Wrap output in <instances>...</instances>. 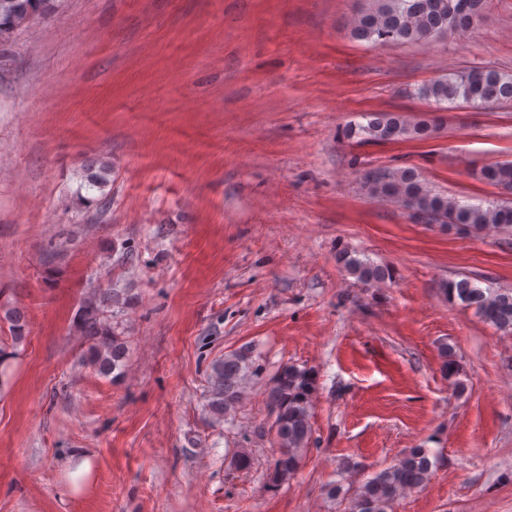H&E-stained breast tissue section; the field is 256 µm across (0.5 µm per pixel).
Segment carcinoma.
Masks as SVG:
<instances>
[{"instance_id":"carcinoma-1","label":"carcinoma","mask_w":512,"mask_h":512,"mask_svg":"<svg viewBox=\"0 0 512 512\" xmlns=\"http://www.w3.org/2000/svg\"><path fill=\"white\" fill-rule=\"evenodd\" d=\"M45 0H0V45L10 44L16 32L32 23L42 12ZM485 0H371L350 23L351 36L376 45L390 43H429L450 32L465 34L477 25ZM417 95L441 106L462 102L474 109L490 108L512 102V77L496 70L476 68L434 78L417 90ZM365 123L349 130V135L366 141L425 140L432 133L427 119L412 122L392 112H371ZM481 180L512 191V162L484 166ZM112 182V168L104 163L86 166L80 188L104 192ZM364 187L374 197L395 202L419 216H448V226L465 233H482L512 227V204L490 202L487 206L463 204L455 198L432 190L413 167L370 171L364 175ZM343 265L361 281H384L388 272L368 259L343 253ZM443 291L450 299H459L485 322L499 329H512V291L479 288L467 279L448 282ZM122 302L108 288L90 286L83 298L76 328L93 342L90 363L106 376L121 367L124 343L112 327L107 313ZM0 320L9 324L14 340L25 336L24 313L16 308L3 310ZM258 373L249 349L224 356L211 367L207 406L221 421L227 419L243 400L246 385ZM318 391V372L312 367L286 364L277 372L269 389V404L275 415L274 428L279 441V456L269 474L268 485L276 488L296 473L303 450L311 439V408ZM432 463L418 448L376 473L358 490L351 512H388L400 494L423 487Z\"/></svg>"}]
</instances>
